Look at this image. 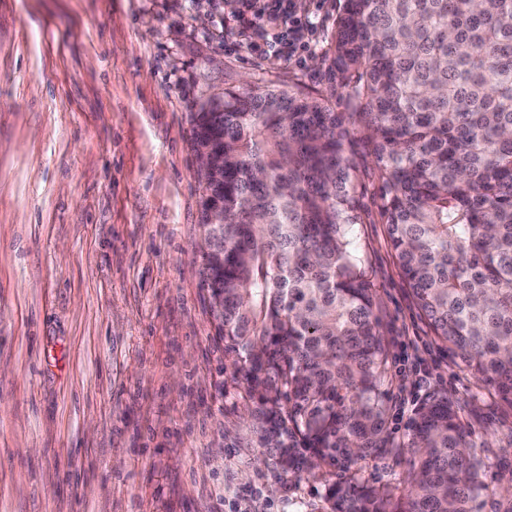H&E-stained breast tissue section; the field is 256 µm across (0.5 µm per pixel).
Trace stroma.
<instances>
[{
    "label": "stroma",
    "mask_w": 512,
    "mask_h": 512,
    "mask_svg": "<svg viewBox=\"0 0 512 512\" xmlns=\"http://www.w3.org/2000/svg\"><path fill=\"white\" fill-rule=\"evenodd\" d=\"M343 0L314 52H251L240 0H0V512H323L331 477L283 476L203 286L190 114L225 90L330 100ZM355 243L400 388L464 406L485 442L480 512L512 493V407L431 342L390 246L359 129ZM426 341L400 362L404 337Z\"/></svg>",
    "instance_id": "35a3bbf8"
}]
</instances>
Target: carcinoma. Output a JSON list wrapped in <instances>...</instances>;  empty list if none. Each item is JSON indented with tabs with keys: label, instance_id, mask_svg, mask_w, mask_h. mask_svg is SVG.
<instances>
[{
	"label": "carcinoma",
	"instance_id": "carcinoma-1",
	"mask_svg": "<svg viewBox=\"0 0 512 512\" xmlns=\"http://www.w3.org/2000/svg\"><path fill=\"white\" fill-rule=\"evenodd\" d=\"M330 53L345 112L300 90L228 91L191 113L224 140V239L203 284L224 351L285 474L327 467L329 512H479L485 463L461 409L426 398L387 444L388 352L352 238L360 121L380 213L438 343L512 406V0H344ZM408 453L401 492L359 481Z\"/></svg>",
	"mask_w": 512,
	"mask_h": 512
}]
</instances>
